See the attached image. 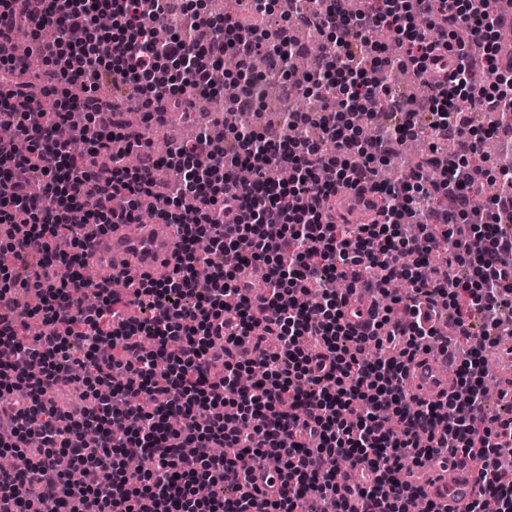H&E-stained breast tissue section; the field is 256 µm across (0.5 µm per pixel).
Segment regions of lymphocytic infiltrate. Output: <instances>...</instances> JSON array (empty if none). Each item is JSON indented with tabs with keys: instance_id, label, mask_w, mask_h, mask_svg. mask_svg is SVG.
I'll return each instance as SVG.
<instances>
[{
	"instance_id": "1",
	"label": "lymphocytic infiltrate",
	"mask_w": 512,
	"mask_h": 512,
	"mask_svg": "<svg viewBox=\"0 0 512 512\" xmlns=\"http://www.w3.org/2000/svg\"><path fill=\"white\" fill-rule=\"evenodd\" d=\"M112 25L95 26L96 9ZM40 15L55 41L32 33L47 64L46 79L27 77L24 60H0V124L15 126L28 146L18 154L0 141V249L14 256L0 268V449L29 454L27 469L0 468V512H310L354 499L362 512H438L424 486L404 480L442 455L467 457L481 486L468 512H512V459L497 444L512 438V418L485 412L487 346L512 336V173L497 169L491 213L472 222L484 185L478 112L512 115V71L499 68L502 15L487 0H366L346 14L340 0L313 12L284 14L297 26L335 32L318 58L317 79L342 92L347 105L384 99L392 134L362 133L370 115L353 111L348 124L328 107L289 112L279 135L229 128L223 145L202 132L166 154L130 137L121 116L193 111L208 94V71L257 55L268 72L285 71L292 52L281 33L247 26L241 15L202 19L185 0H0V39ZM438 22L430 41L416 21ZM467 28L483 42L484 77L469 64L467 42L449 33ZM172 29L163 42L151 33ZM393 32L399 55L379 56L371 35ZM402 65L430 74L426 113L406 111L382 76ZM112 81L128 95L111 105L96 97ZM62 85L81 95H58ZM73 112L86 116L72 140L56 134ZM316 124L324 139L298 130ZM107 129L90 138L89 128ZM431 130L474 133L466 156L442 162L432 182L423 167L402 179L380 180L376 158L402 136ZM138 151V165L116 153V142ZM246 164L254 179L239 183ZM180 172L159 188L158 166ZM364 185L377 200L374 220L336 222L337 187ZM157 195V215L179 227L168 274H141L124 292L94 280L85 261L87 224H134L138 199ZM68 251L54 247L57 238ZM234 255L227 266L199 254ZM448 260L434 276L422 268L438 239ZM469 265L467 277L453 276ZM264 266L262 295L251 272ZM375 296L364 325L353 322L337 280ZM393 280L409 286L402 313L378 303ZM21 292L40 294L38 310L20 308ZM485 318L474 334L473 311ZM448 314L455 378L440 399L410 395L408 363L443 338L437 318ZM77 392L84 408L59 407L57 392ZM234 456H225V449ZM143 460L137 471L125 460ZM276 457L277 492L254 486L255 469ZM361 467L343 482L329 459ZM210 494L200 495V486Z\"/></svg>"
}]
</instances>
